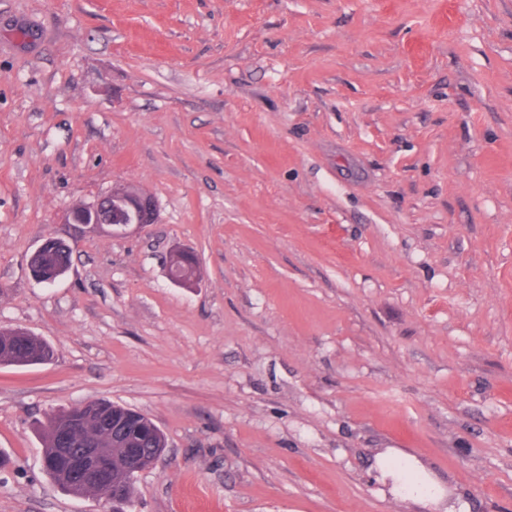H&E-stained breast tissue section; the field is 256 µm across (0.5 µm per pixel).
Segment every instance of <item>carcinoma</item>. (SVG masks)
Returning <instances> with one entry per match:
<instances>
[{
    "instance_id": "carcinoma-1",
    "label": "carcinoma",
    "mask_w": 512,
    "mask_h": 512,
    "mask_svg": "<svg viewBox=\"0 0 512 512\" xmlns=\"http://www.w3.org/2000/svg\"><path fill=\"white\" fill-rule=\"evenodd\" d=\"M70 256L61 252L49 251L35 260L44 270L62 268ZM52 345L38 336L24 334L19 330L9 333L0 332V364L32 365L43 364L54 358ZM80 417L91 424L92 431H97L100 424H112L125 421L124 427L129 430L132 444L144 449L145 456L150 458L161 449L166 448L167 440L164 433L147 416L137 413L124 406L106 401H92L73 408L52 410L46 414L45 422L40 424L44 446L43 453L47 458L45 471L65 493H70L67 472L70 461L55 453L58 437L66 422Z\"/></svg>"
}]
</instances>
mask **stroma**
<instances>
[{"label":"stroma","instance_id":"35a3bbf8","mask_svg":"<svg viewBox=\"0 0 512 512\" xmlns=\"http://www.w3.org/2000/svg\"><path fill=\"white\" fill-rule=\"evenodd\" d=\"M1 326L0 512H107L41 463L92 400L167 436L133 512H512V0H0ZM156 219L157 205L151 196L120 186L92 203L73 208L67 221L92 228L108 227L112 234H124L130 227L153 224ZM50 245H55V246L61 245L63 247L69 248L60 239H57V238H47L35 250V252L32 255V257L36 256V255H40L43 252H46ZM68 260L70 261V255H66V254H63L61 252H56V251H47L46 254L41 255L38 259H35L34 263L35 264H39L40 263L43 266L45 272H47L50 269H55L57 267L58 268L64 267V262H67ZM177 260L182 261L186 269L190 267L196 268L198 266L197 257L190 250L183 249L172 252L169 258L170 279L178 285L189 287L193 284L195 278L189 279L187 274L180 272V267L172 263ZM54 354L52 345L38 336L20 330L0 332V364H43L51 361Z\"/></svg>","mask_w":512,"mask_h":512}]
</instances>
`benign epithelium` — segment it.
Here are the masks:
<instances>
[{
    "mask_svg": "<svg viewBox=\"0 0 512 512\" xmlns=\"http://www.w3.org/2000/svg\"><path fill=\"white\" fill-rule=\"evenodd\" d=\"M157 219V205L154 199L138 189L120 186L99 197L92 203L82 204L69 212L68 223L82 224L92 228H110L114 234H124L131 227L153 224ZM183 262L185 268L198 266L197 257L189 250L171 253L168 265L170 279L189 287L194 279L180 272L175 261ZM86 429L85 423L72 422L61 434V452L77 449L76 466L87 481L101 487L105 502H119L125 497L126 483L131 474L139 472L141 457L136 448L126 449V464L122 471L112 470V449L101 448L94 437L85 440L78 433Z\"/></svg>",
    "mask_w": 512,
    "mask_h": 512,
    "instance_id": "obj_1",
    "label": "benign epithelium"
}]
</instances>
